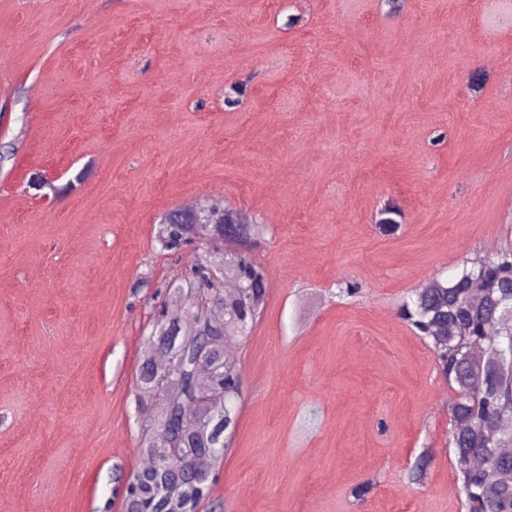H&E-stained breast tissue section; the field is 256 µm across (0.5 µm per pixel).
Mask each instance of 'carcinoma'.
<instances>
[{
    "instance_id": "cac0c4a2",
    "label": "carcinoma",
    "mask_w": 512,
    "mask_h": 512,
    "mask_svg": "<svg viewBox=\"0 0 512 512\" xmlns=\"http://www.w3.org/2000/svg\"><path fill=\"white\" fill-rule=\"evenodd\" d=\"M208 223L193 214L181 222L163 224L158 242L165 250L200 246L208 235L218 237L224 206L200 208ZM251 250L231 255L224 279L245 283V291L227 292L204 265L194 266L195 308L185 322L159 314L165 356L175 358L177 378L172 391L159 397L153 376L138 375L139 406L159 402L151 422L157 433L139 427L141 453L147 463L118 478L125 482L124 512H197L216 481V464L237 425L241 391L239 362L224 350V339L242 336V329L260 318L267 292L266 275L253 261L261 247L257 226L249 225ZM463 262L450 278H430L399 311L434 351L438 371L455 393L448 411L457 427L451 430L455 474L465 496L467 512H512V481L499 479L512 472V453L503 448L512 437V247L487 255L481 274ZM482 293L472 299L474 289ZM481 344L485 356L471 357ZM223 396L215 406L213 394Z\"/></svg>"
}]
</instances>
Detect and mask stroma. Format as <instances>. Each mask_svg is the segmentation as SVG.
Returning <instances> with one entry per match:
<instances>
[{
	"label": "stroma",
	"mask_w": 512,
	"mask_h": 512,
	"mask_svg": "<svg viewBox=\"0 0 512 512\" xmlns=\"http://www.w3.org/2000/svg\"><path fill=\"white\" fill-rule=\"evenodd\" d=\"M206 199L260 225L268 288L198 512H465L399 307L512 246V0H0V512H121L194 260L159 221Z\"/></svg>",
	"instance_id": "35a3bbf8"
}]
</instances>
